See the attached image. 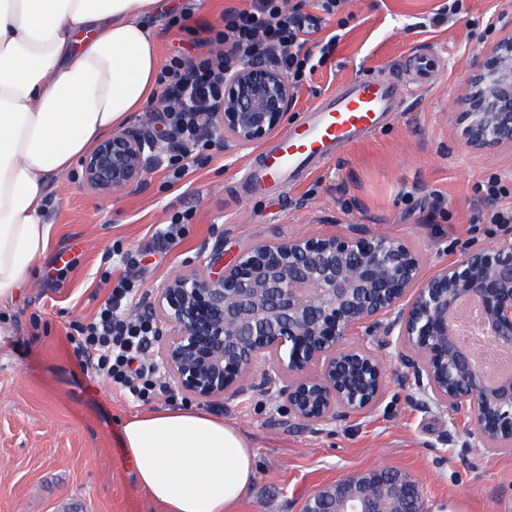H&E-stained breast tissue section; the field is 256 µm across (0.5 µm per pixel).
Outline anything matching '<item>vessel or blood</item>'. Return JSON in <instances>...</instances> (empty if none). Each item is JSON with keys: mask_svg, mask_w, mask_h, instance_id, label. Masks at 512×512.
Here are the masks:
<instances>
[{"mask_svg": "<svg viewBox=\"0 0 512 512\" xmlns=\"http://www.w3.org/2000/svg\"><path fill=\"white\" fill-rule=\"evenodd\" d=\"M432 57L413 55L410 78L402 83L372 73L342 83L308 108L295 126L263 149L243 170L252 188L297 180L316 164L332 157L335 149L376 131L414 86L430 81L440 71Z\"/></svg>", "mask_w": 512, "mask_h": 512, "instance_id": "obj_1", "label": "vessel or blood"}]
</instances>
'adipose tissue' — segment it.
<instances>
[{
  "instance_id": "1",
  "label": "adipose tissue",
  "mask_w": 512,
  "mask_h": 512,
  "mask_svg": "<svg viewBox=\"0 0 512 512\" xmlns=\"http://www.w3.org/2000/svg\"><path fill=\"white\" fill-rule=\"evenodd\" d=\"M160 2L0 0V305L49 248L52 186L152 97L160 57L145 18ZM121 442L165 512H233L254 481L253 443L201 411L133 415Z\"/></svg>"
}]
</instances>
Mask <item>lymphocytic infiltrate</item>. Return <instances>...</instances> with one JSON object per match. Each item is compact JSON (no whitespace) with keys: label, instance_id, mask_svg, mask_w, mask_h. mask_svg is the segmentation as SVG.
Listing matches in <instances>:
<instances>
[{"label":"lymphocytic infiltrate","instance_id":"1","mask_svg":"<svg viewBox=\"0 0 512 512\" xmlns=\"http://www.w3.org/2000/svg\"><path fill=\"white\" fill-rule=\"evenodd\" d=\"M342 0H316V15L305 14L304 0L285 5L284 0H246L244 7L225 11L219 26H191L193 9L169 18L167 28L197 36L201 53L185 60L171 57L158 82L174 107L163 109L160 121L167 123L170 153L167 166L172 180L185 177L214 145L208 117L224 100V74L244 61L275 62L289 82L298 86L311 76L317 60L330 55L339 40L329 35L318 52L308 50L311 35L319 30L321 15H333ZM136 280L122 276L95 316L75 322L83 372L105 377L120 393L148 402L165 393L146 355L154 339L155 324L146 318L124 315L122 305L134 297Z\"/></svg>","mask_w":512,"mask_h":512}]
</instances>
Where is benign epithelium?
I'll list each match as a JSON object with an SVG mask.
<instances>
[{
	"mask_svg": "<svg viewBox=\"0 0 512 512\" xmlns=\"http://www.w3.org/2000/svg\"><path fill=\"white\" fill-rule=\"evenodd\" d=\"M292 101L282 69L244 63L224 76L212 130L226 149L249 147L283 125ZM461 105L456 120L467 147L512 145V32L476 58ZM159 154L146 129L114 131L85 157V181L102 195L121 193ZM466 297L480 301L490 341L511 348V235L431 276L388 234L297 235L242 248L229 261L217 246L204 272L169 280L151 309L163 322L160 360L175 389L227 404L248 381L311 430L378 408L384 365L348 339L359 328H381L388 344L408 351L403 365L426 403L470 418L478 443L495 454L512 445V375L488 385L476 351L458 344L449 317ZM332 487L331 500L320 489L301 512H422L418 484L381 469Z\"/></svg>",
	"mask_w": 512,
	"mask_h": 512,
	"instance_id": "obj_1",
	"label": "benign epithelium"
}]
</instances>
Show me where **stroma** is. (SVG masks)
<instances>
[{"mask_svg": "<svg viewBox=\"0 0 512 512\" xmlns=\"http://www.w3.org/2000/svg\"><path fill=\"white\" fill-rule=\"evenodd\" d=\"M445 0H346L325 18L341 36L329 61L295 92L285 126L320 96L367 72L399 71L405 56L430 51L446 62L439 79L415 89L386 124L294 184L253 191L241 180L256 147L212 157L176 185L164 166L118 195L87 185L74 166L54 186L46 221L51 244L31 285L0 307V512H164L139 487L119 435L146 408L197 409L236 426L255 445V480L236 512H299L323 486L373 467H391L420 485L424 512L448 503L456 512H512V449L477 447L469 419L424 406L401 353L385 336L357 332L354 345L381 356L387 386L369 413L310 432L254 392L230 404L182 394L145 405L78 366L70 325L90 318L125 274L121 253L141 256L142 282L130 313L172 277L201 269L215 244L226 254L298 234L331 235L351 225L403 240L432 275L463 251L496 243L500 227L481 221L491 209L473 197L477 178H512V147L465 146L455 120L471 66L512 23V0H463L454 24H431ZM192 218L168 254L150 250L157 225Z\"/></svg>", "mask_w": 512, "mask_h": 512, "instance_id": "stroma-1", "label": "stroma"}]
</instances>
